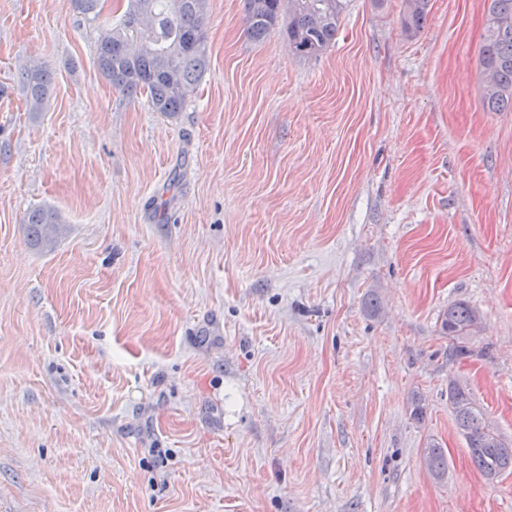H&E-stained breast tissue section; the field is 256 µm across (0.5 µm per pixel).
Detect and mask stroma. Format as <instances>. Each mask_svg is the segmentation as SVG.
Listing matches in <instances>:
<instances>
[{"label":"stroma","instance_id":"obj_1","mask_svg":"<svg viewBox=\"0 0 512 512\" xmlns=\"http://www.w3.org/2000/svg\"><path fill=\"white\" fill-rule=\"evenodd\" d=\"M101 4L0 0V512H512L448 401L512 441V112L481 103L480 0L414 35L404 0H351L309 60L208 0L173 118L100 75L126 8ZM458 301L482 324L453 359ZM19 82L25 93L27 103L33 111L42 108L50 88V76L45 69H28L21 72ZM25 224L37 244L50 245L60 238L65 230L59 213L51 207H37L27 213ZM423 461L436 478H443L448 471V456L444 448L438 445L430 443L424 448Z\"/></svg>","mask_w":512,"mask_h":512}]
</instances>
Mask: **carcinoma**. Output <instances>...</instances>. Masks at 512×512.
Here are the masks:
<instances>
[{
  "mask_svg": "<svg viewBox=\"0 0 512 512\" xmlns=\"http://www.w3.org/2000/svg\"><path fill=\"white\" fill-rule=\"evenodd\" d=\"M207 0H126L120 21L97 47L101 76L122 94L144 93L156 112L175 116L209 65L205 34ZM350 0H244L246 31L261 40L279 29L293 54L313 59L336 38ZM430 0H406L403 27L415 34L423 27ZM485 26L479 51L481 100L489 112H512V0H483ZM19 82L31 109L42 108L50 88L44 69L21 72ZM25 223L37 244L49 245L65 230L59 213L37 207ZM480 324L479 312L464 302L446 310L440 331L451 340L449 351L466 355V343ZM448 399L458 432L480 474L512 473V444L487 422L470 393L455 382ZM427 469L441 479L448 471L444 449L428 444L423 450Z\"/></svg>",
  "mask_w": 512,
  "mask_h": 512,
  "instance_id": "1",
  "label": "carcinoma"
}]
</instances>
